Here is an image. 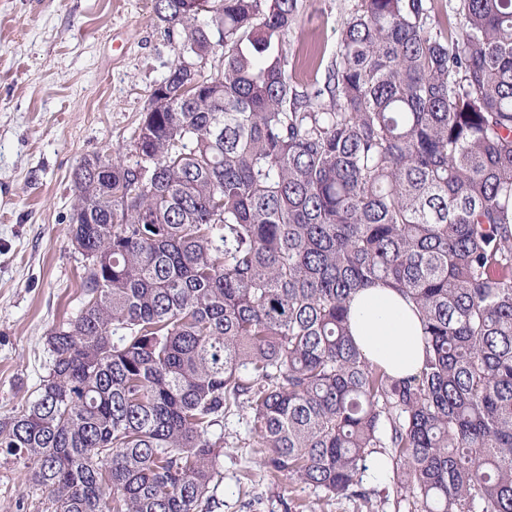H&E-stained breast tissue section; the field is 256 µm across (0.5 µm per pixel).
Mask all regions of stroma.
I'll use <instances>...</instances> for the list:
<instances>
[{
	"label": "stroma",
	"mask_w": 512,
	"mask_h": 512,
	"mask_svg": "<svg viewBox=\"0 0 512 512\" xmlns=\"http://www.w3.org/2000/svg\"><path fill=\"white\" fill-rule=\"evenodd\" d=\"M359 0H298L286 36L298 91L322 86ZM153 0H0V420L17 415L48 373L49 331L81 306V255L69 225L73 172L128 146L150 94L174 66L175 40ZM245 416L224 422L220 512H421L393 470L360 474L369 502L268 477L242 447ZM22 461L0 452V512H45Z\"/></svg>",
	"instance_id": "35a3bbf8"
}]
</instances>
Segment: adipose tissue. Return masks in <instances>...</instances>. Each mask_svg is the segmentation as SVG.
I'll return each mask as SVG.
<instances>
[{"instance_id":"obj_1","label":"adipose tissue","mask_w":512,"mask_h":512,"mask_svg":"<svg viewBox=\"0 0 512 512\" xmlns=\"http://www.w3.org/2000/svg\"><path fill=\"white\" fill-rule=\"evenodd\" d=\"M349 320L354 341L369 360L398 378L416 373L425 353L423 326L403 296L385 287L363 289Z\"/></svg>"}]
</instances>
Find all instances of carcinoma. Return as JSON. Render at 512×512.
<instances>
[{
    "instance_id": "cac0c4a2",
    "label": "carcinoma",
    "mask_w": 512,
    "mask_h": 512,
    "mask_svg": "<svg viewBox=\"0 0 512 512\" xmlns=\"http://www.w3.org/2000/svg\"><path fill=\"white\" fill-rule=\"evenodd\" d=\"M360 0L297 91L298 0H154L177 63L133 163L73 173L82 307L0 423L50 512H214L232 408L263 465L363 502L388 456L423 512H512V0ZM220 52V73L200 64ZM375 286L424 326L396 378L354 342ZM434 11L432 12L433 26L438 25L443 29L450 30L457 23L455 9L457 0H432Z\"/></svg>"
}]
</instances>
